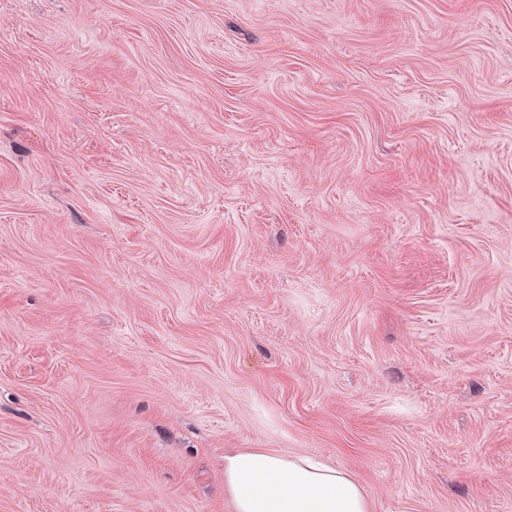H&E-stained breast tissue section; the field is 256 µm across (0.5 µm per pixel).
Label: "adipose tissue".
<instances>
[{"mask_svg": "<svg viewBox=\"0 0 512 512\" xmlns=\"http://www.w3.org/2000/svg\"><path fill=\"white\" fill-rule=\"evenodd\" d=\"M224 485L235 512H370L349 473L303 455L262 448L225 454Z\"/></svg>", "mask_w": 512, "mask_h": 512, "instance_id": "1", "label": "adipose tissue"}]
</instances>
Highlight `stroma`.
Instances as JSON below:
<instances>
[{
  "label": "stroma",
  "instance_id": "1",
  "mask_svg": "<svg viewBox=\"0 0 512 512\" xmlns=\"http://www.w3.org/2000/svg\"><path fill=\"white\" fill-rule=\"evenodd\" d=\"M512 512V0H0V512ZM224 485L235 512H370L349 473L303 455L262 448L224 454Z\"/></svg>",
  "mask_w": 512,
  "mask_h": 512
}]
</instances>
